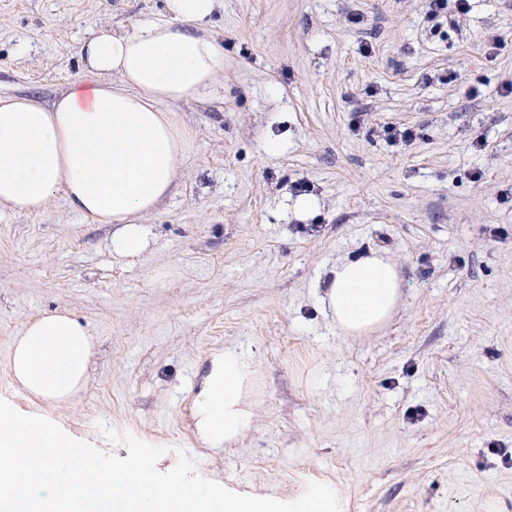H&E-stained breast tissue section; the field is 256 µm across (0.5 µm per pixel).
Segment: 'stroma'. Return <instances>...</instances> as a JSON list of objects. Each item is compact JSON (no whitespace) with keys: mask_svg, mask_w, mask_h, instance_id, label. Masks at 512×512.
<instances>
[{"mask_svg":"<svg viewBox=\"0 0 512 512\" xmlns=\"http://www.w3.org/2000/svg\"><path fill=\"white\" fill-rule=\"evenodd\" d=\"M469 4L433 36L425 0H223L208 25L222 97L174 107L190 157L147 218V256L113 263L111 225L61 196L0 212V398L122 459L100 425L165 447L163 472L185 450L237 491L316 482L344 512H512V0ZM161 9L0 0V94L51 101L84 75L94 31ZM390 126L414 140L390 143ZM300 182L317 202L302 219ZM371 249L401 297L384 328L344 337L315 283ZM56 309L94 336L87 385L61 406L13 391L7 370L26 321ZM227 347L255 365L253 423L215 455L191 397Z\"/></svg>","mask_w":512,"mask_h":512,"instance_id":"obj_1","label":"stroma"}]
</instances>
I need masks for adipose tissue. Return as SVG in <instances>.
Listing matches in <instances>:
<instances>
[{
  "label": "adipose tissue",
  "mask_w": 512,
  "mask_h": 512,
  "mask_svg": "<svg viewBox=\"0 0 512 512\" xmlns=\"http://www.w3.org/2000/svg\"><path fill=\"white\" fill-rule=\"evenodd\" d=\"M222 0H163L164 20L94 32L83 47L87 74L51 104L0 96V210L42 211L63 194L75 211L112 227L113 260L131 263L155 236L145 216L174 190L187 165L188 133L170 104L213 96L224 50L206 30ZM319 296L337 331L382 328L400 299L398 266L382 250L336 261ZM94 338L69 311L27 321L8 360L27 396L70 402L87 382ZM254 368L233 348L215 352L194 393L198 440L214 451L238 442L253 421Z\"/></svg>",
  "instance_id": "ef3b65f1"
}]
</instances>
